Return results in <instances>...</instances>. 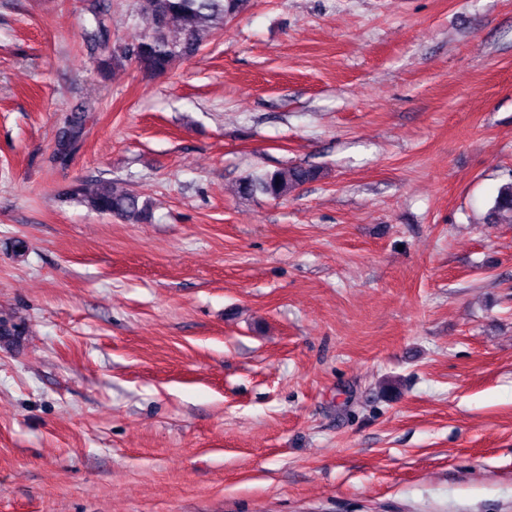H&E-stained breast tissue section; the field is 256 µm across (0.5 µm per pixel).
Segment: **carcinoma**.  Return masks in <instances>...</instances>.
Returning <instances> with one entry per match:
<instances>
[{"instance_id": "cac0c4a2", "label": "carcinoma", "mask_w": 512, "mask_h": 512, "mask_svg": "<svg viewBox=\"0 0 512 512\" xmlns=\"http://www.w3.org/2000/svg\"><path fill=\"white\" fill-rule=\"evenodd\" d=\"M246 3L247 0H139L146 26L127 41L112 45L106 23L109 4L105 0H89L87 12L93 25L83 28L82 37L91 49L99 51L98 67L102 70L112 64L130 63L148 74L163 75L176 60L195 56L204 39L222 29L224 22L241 12ZM172 31L181 38L170 40ZM83 121L81 109L71 111L58 131L55 159L64 162L72 155L82 137ZM319 174V169L306 166L266 171L242 180L238 194L247 199L260 193L279 200ZM69 197L101 214H115L135 222L148 216V205L139 196L110 181L101 182L91 194L76 186L69 191ZM502 212L512 215V181L498 188L489 217L493 219Z\"/></svg>"}]
</instances>
